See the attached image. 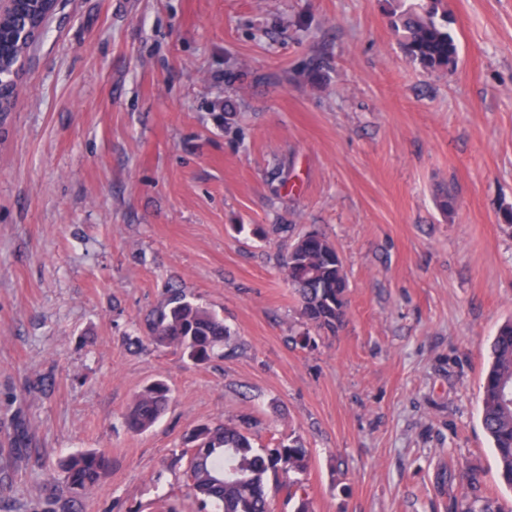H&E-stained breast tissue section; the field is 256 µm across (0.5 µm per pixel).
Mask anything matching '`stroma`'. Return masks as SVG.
I'll list each match as a JSON object with an SVG mask.
<instances>
[{
    "mask_svg": "<svg viewBox=\"0 0 512 512\" xmlns=\"http://www.w3.org/2000/svg\"><path fill=\"white\" fill-rule=\"evenodd\" d=\"M453 73L407 60L388 0H58L0 125V512H195L185 434L301 437L315 512H457L462 470L512 501L480 422L512 317V0H447ZM456 199L443 212L441 192ZM339 251L349 306L315 349L280 261ZM223 316L206 365L137 346L167 284ZM171 402L128 431L155 378ZM109 463L110 459L103 451L78 452L67 457L60 465L59 480L70 502L77 503L81 497L90 494L108 470Z\"/></svg>",
    "mask_w": 512,
    "mask_h": 512,
    "instance_id": "stroma-1",
    "label": "stroma"
}]
</instances>
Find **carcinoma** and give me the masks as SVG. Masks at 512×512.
Wrapping results in <instances>:
<instances>
[{"mask_svg":"<svg viewBox=\"0 0 512 512\" xmlns=\"http://www.w3.org/2000/svg\"><path fill=\"white\" fill-rule=\"evenodd\" d=\"M450 24L446 0L397 6L392 27L405 56L431 72H452L459 47ZM280 268L300 297V314L306 329L293 337L303 347H315V335L333 332L348 309L347 277L336 246L320 231L299 234L282 258ZM148 340L181 352L197 365L211 361L215 351L230 337L224 320L215 311L179 289L168 296L144 320ZM492 360L484 376L481 421L492 442L500 479L512 490V321L498 330L491 346ZM170 387L163 378L145 385L134 396L126 415L133 432L150 429L166 410ZM252 423L203 424L185 439L187 479L197 512H269L272 488L286 490L291 512H312L301 477L310 460L307 448L296 439L281 440L258 448ZM110 459L103 451L78 452L60 465L59 480L76 503L91 493L108 470ZM472 503L463 512H512L498 501L481 495L478 474L462 473Z\"/></svg>","mask_w":512,"mask_h":512,"instance_id":"1","label":"carcinoma"}]
</instances>
